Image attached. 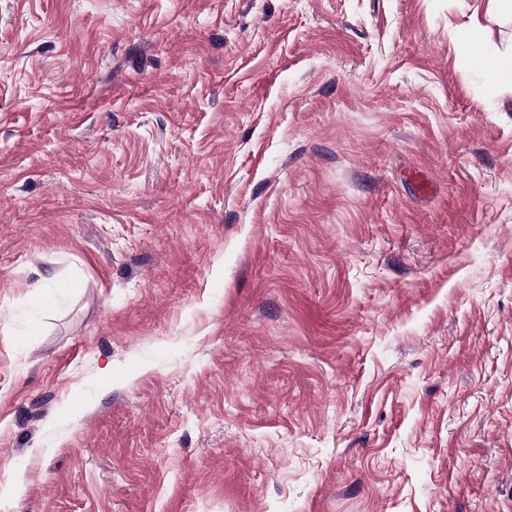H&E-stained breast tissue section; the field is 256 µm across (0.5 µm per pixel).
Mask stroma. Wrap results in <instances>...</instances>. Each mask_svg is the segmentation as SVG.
<instances>
[{"label": "stroma", "mask_w": 512, "mask_h": 512, "mask_svg": "<svg viewBox=\"0 0 512 512\" xmlns=\"http://www.w3.org/2000/svg\"><path fill=\"white\" fill-rule=\"evenodd\" d=\"M486 6L0 0V512H512Z\"/></svg>", "instance_id": "obj_1"}]
</instances>
